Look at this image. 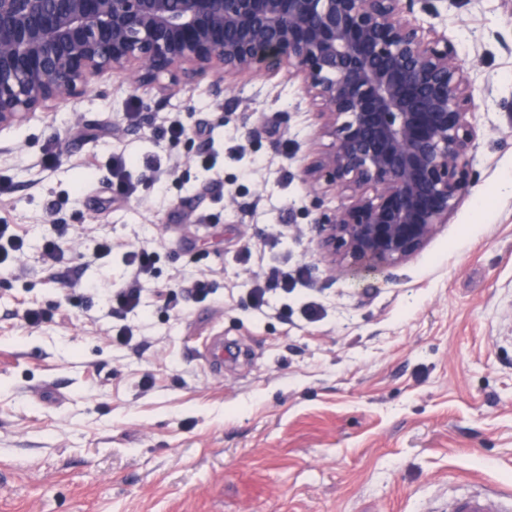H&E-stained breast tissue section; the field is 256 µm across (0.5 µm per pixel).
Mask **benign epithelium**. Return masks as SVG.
<instances>
[{
	"instance_id": "7a95c632",
	"label": "benign epithelium",
	"mask_w": 512,
	"mask_h": 512,
	"mask_svg": "<svg viewBox=\"0 0 512 512\" xmlns=\"http://www.w3.org/2000/svg\"><path fill=\"white\" fill-rule=\"evenodd\" d=\"M435 0H0V130L90 90L133 88L175 69L301 79L331 148L306 164L314 186L349 192L311 231L331 278L378 272L421 252L473 185L471 81L454 44L410 16Z\"/></svg>"
}]
</instances>
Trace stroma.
I'll return each instance as SVG.
<instances>
[{"label": "stroma", "instance_id": "1", "mask_svg": "<svg viewBox=\"0 0 512 512\" xmlns=\"http://www.w3.org/2000/svg\"><path fill=\"white\" fill-rule=\"evenodd\" d=\"M435 7L412 21L472 82L476 183L380 275L320 260L311 224L347 198L301 177L332 140L286 75L218 95L107 75L0 132V224L25 240L0 263V512H433L512 492V0ZM131 247L154 276L114 316ZM218 338L220 368L201 354Z\"/></svg>", "mask_w": 512, "mask_h": 512}]
</instances>
